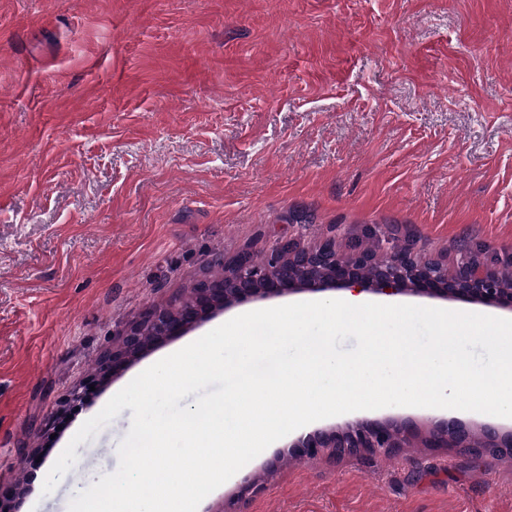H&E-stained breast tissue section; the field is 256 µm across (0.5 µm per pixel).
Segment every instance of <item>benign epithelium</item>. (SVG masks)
Returning a JSON list of instances; mask_svg holds the SVG:
<instances>
[{
    "mask_svg": "<svg viewBox=\"0 0 512 512\" xmlns=\"http://www.w3.org/2000/svg\"><path fill=\"white\" fill-rule=\"evenodd\" d=\"M415 241L391 254L384 262H374L366 251L338 256L335 241L329 239L313 250L286 241L268 254L271 265L259 268L249 253L239 254L224 264V275L201 281L190 300L177 307L149 306L121 337L119 346L102 360L97 375L121 374L149 348L180 336L218 311L241 302L279 297L297 291L319 292L327 288H359L387 296L427 294L445 300L511 305L512 290L500 282V269L488 261L486 247L466 248V258L449 268L437 260L418 261ZM288 252L292 264L279 266L278 256ZM153 329L155 338L144 339ZM410 433L393 421L316 429L298 439V456L312 458L328 451L338 459L366 453L397 454L409 447ZM425 448H457L471 456L512 458V430L479 422L474 429L446 420L423 441Z\"/></svg>",
    "mask_w": 512,
    "mask_h": 512,
    "instance_id": "benign-epithelium-1",
    "label": "benign epithelium"
}]
</instances>
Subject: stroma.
<instances>
[{
	"label": "stroma",
	"mask_w": 512,
	"mask_h": 512,
	"mask_svg": "<svg viewBox=\"0 0 512 512\" xmlns=\"http://www.w3.org/2000/svg\"><path fill=\"white\" fill-rule=\"evenodd\" d=\"M452 265L512 252V0H0V500L68 512L118 467L123 409L43 483L133 378L244 311L91 386L151 305L291 240ZM87 399L71 404L76 390ZM398 419L386 407L316 421ZM297 433L198 512H512V463L453 448L292 457ZM24 495L15 496L16 487Z\"/></svg>",
	"instance_id": "stroma-1"
}]
</instances>
